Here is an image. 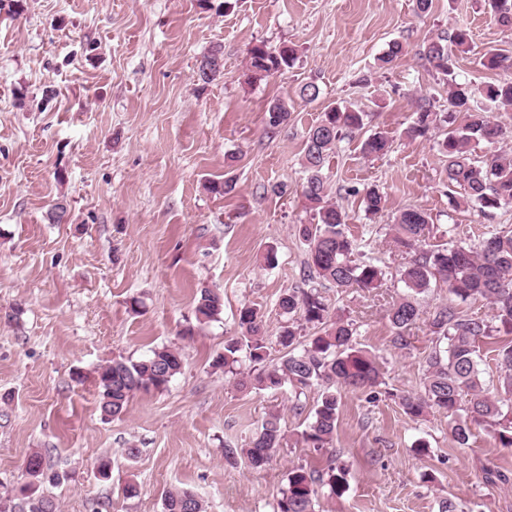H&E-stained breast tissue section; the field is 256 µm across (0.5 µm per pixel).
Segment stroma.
<instances>
[{
  "label": "stroma",
  "mask_w": 512,
  "mask_h": 512,
  "mask_svg": "<svg viewBox=\"0 0 512 512\" xmlns=\"http://www.w3.org/2000/svg\"><path fill=\"white\" fill-rule=\"evenodd\" d=\"M470 29L474 50L454 64L458 82L498 79L477 56H512V29L496 24L487 0H0V495L26 481L24 463L45 456L65 480L53 490L60 512H164L163 494L180 487L207 512H273L289 468H322L330 449L300 437L319 388L238 386L213 367L251 304L266 318L270 362L282 351L277 300L304 285L306 246L299 227L313 221L303 196L307 130L336 103L364 112V132H387L391 151L360 152V135L338 142L328 191L349 215L357 256L380 259L382 287L324 289L332 309L356 329L357 347L382 363L376 398L342 391L332 449L349 470L348 490L320 502L322 512H512V453L487 426L472 424L468 445L453 441L448 416H407L398 393L420 389L432 349L427 328L396 349L387 318L405 292L400 252L389 244L398 211L430 214L428 243L477 246L488 229L512 230V204L484 216L448 209L439 130L411 139L404 130L418 95L448 107L445 77L419 52L453 28ZM406 53L377 66L389 42ZM292 46L293 68L256 82L245 71L257 43ZM224 48V74L199 85L198 60ZM316 84L320 97L300 96ZM291 118L267 124L270 101ZM234 179L228 196L208 191ZM284 193H275V186ZM377 186L387 208L366 214L348 187ZM68 209L53 224L54 203ZM275 250L276 267L263 256ZM220 290L218 321L194 336L199 288ZM142 301L140 312L131 298ZM169 345L183 364L160 391L138 392L120 416L99 408L97 370ZM287 435L260 470L229 463L270 412ZM429 445L419 455L418 441ZM138 448L128 456V448ZM108 478H99L100 460ZM139 488L124 494L127 484Z\"/></svg>",
  "instance_id": "obj_1"
}]
</instances>
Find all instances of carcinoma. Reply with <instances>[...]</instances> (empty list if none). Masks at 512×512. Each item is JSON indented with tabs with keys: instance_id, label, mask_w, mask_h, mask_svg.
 Here are the masks:
<instances>
[{
	"instance_id": "cac0c4a2",
	"label": "carcinoma",
	"mask_w": 512,
	"mask_h": 512,
	"mask_svg": "<svg viewBox=\"0 0 512 512\" xmlns=\"http://www.w3.org/2000/svg\"><path fill=\"white\" fill-rule=\"evenodd\" d=\"M496 22L512 28V0H489ZM472 49L470 30L456 27L424 45L421 56L448 80V108L435 111L434 101L424 95L415 100L412 123L406 133L425 137L431 128L446 125L444 138L438 143L446 158L444 169L448 187V203L452 209L477 207L487 215L512 203V156L491 158L473 156L475 141L498 143L506 131L492 117L494 110H512V57L489 49L484 66L503 70L505 74L493 83L480 86L460 84L453 70V58ZM404 53L403 44L393 41L377 58L382 68L391 65ZM221 60L211 77H197L209 84L223 75L224 53L213 48L202 61ZM297 60L296 50L288 45L270 47L264 42L253 45L248 52V79L252 81L282 73ZM268 124L278 128L288 123V105L273 100L267 107ZM364 126V113L350 106H333L323 119L307 132L302 156L303 194L313 212L314 223L301 228L307 246V287L291 289L280 295L277 306L288 320L281 326L278 343L284 349L279 362L265 364L268 339L263 316L248 304L237 317V335L224 344V353L215 365L224 372L238 374L241 357H246L257 372L241 375L238 385L258 390L277 391L291 387L298 395L318 386L322 388L313 420L302 433L313 448L333 445L338 421L337 388L363 390L380 383L381 366L377 357L353 344V323L340 314H333L321 289L330 285L345 292L358 288L371 291L382 286L386 276L383 266L370 260L355 258L357 244L348 229V215L328 199L323 169L329 163L336 144L348 132ZM391 148V139L375 132L361 141L360 150L367 157L380 158ZM349 195H362L366 212L378 214L386 208V196L374 186L362 190L349 188ZM430 216L422 208H403L390 225L396 247L409 256L400 273L407 293L392 304L388 320L394 330L393 344L406 349L411 346L410 331L421 320L416 295L439 282L458 301L465 303L483 299L495 309L494 327L489 320L464 314L451 304L436 307L426 318L435 346L424 360L421 389L399 396L404 413L418 419L431 411L448 412V429L460 446L468 444L471 423H485L492 428L498 447L512 452V232L490 230L479 246L442 242L429 245L425 230ZM223 296L212 288H202L196 298L194 316L201 328L220 319ZM317 329L310 339L302 335L306 326ZM500 368L498 386L486 383L480 368V345ZM182 367L178 349L162 346L140 360H116L98 371L101 412L106 418L125 412L130 396L136 391L162 390ZM285 440L277 414L272 413L240 450L227 449V457L241 454L252 469L266 466ZM48 469L43 456L31 454L25 471L32 482L57 486L64 480L59 473L43 480L39 469ZM348 469L330 459L322 469L296 466L288 471V487L274 506V512H316L319 490L327 496L340 498L348 489ZM14 494L13 512H59L55 497L43 489L22 486ZM164 512H205L203 501L188 490H168L164 494Z\"/></svg>"
}]
</instances>
